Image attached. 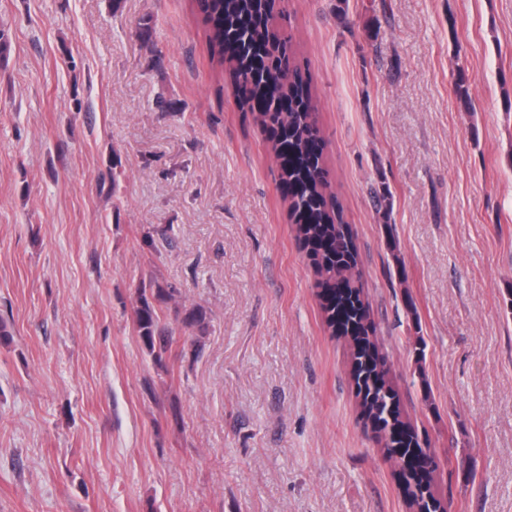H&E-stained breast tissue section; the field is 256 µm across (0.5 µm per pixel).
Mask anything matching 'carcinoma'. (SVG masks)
Here are the masks:
<instances>
[{"label": "carcinoma", "instance_id": "carcinoma-1", "mask_svg": "<svg viewBox=\"0 0 512 512\" xmlns=\"http://www.w3.org/2000/svg\"><path fill=\"white\" fill-rule=\"evenodd\" d=\"M205 29L211 60L229 69L234 77V98L239 109L251 110L262 100L257 113L263 126L288 128V163H277L280 187L286 196L291 219L301 241L312 244L328 239L335 246L318 255L309 254L318 272L320 297L341 302L345 321L354 337L351 378L359 398L360 414L369 422H389L405 430L406 440L385 438L388 456L406 463L404 491L417 512H445L431 490V472L437 467L435 449L401 419L397 390L387 378L385 358L376 350V326L364 297L357 271L359 253L349 224L336 196L328 192L329 172L318 147L323 136L311 76L297 60L293 37L286 30L285 0H195ZM172 295L160 286L140 288L134 309L138 334L154 360L163 358L173 340V329L161 321L158 304Z\"/></svg>", "mask_w": 512, "mask_h": 512}]
</instances>
